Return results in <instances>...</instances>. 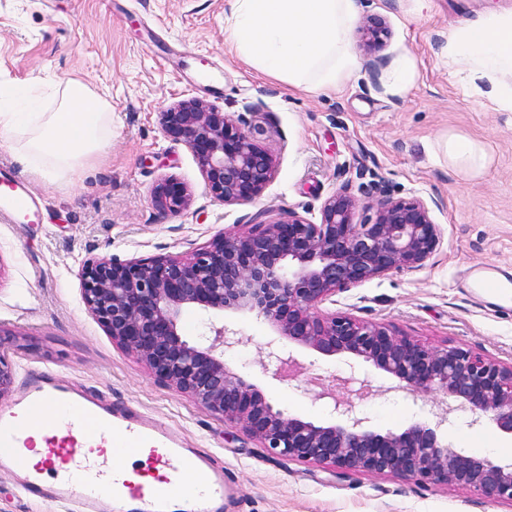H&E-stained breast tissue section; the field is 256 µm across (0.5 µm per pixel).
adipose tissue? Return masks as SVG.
<instances>
[{"label":"adipose tissue","instance_id":"obj_1","mask_svg":"<svg viewBox=\"0 0 512 512\" xmlns=\"http://www.w3.org/2000/svg\"><path fill=\"white\" fill-rule=\"evenodd\" d=\"M448 64L468 71L470 80H487L489 100L496 109L512 112V11L490 13L450 29ZM54 106L46 112L0 109V146L16 151L26 167L48 176L76 178L100 157L112 137L108 100L84 84H57ZM445 153L462 172H482L485 146L452 135Z\"/></svg>","mask_w":512,"mask_h":512}]
</instances>
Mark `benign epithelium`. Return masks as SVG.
Here are the masks:
<instances>
[{
    "instance_id": "benign-epithelium-1",
    "label": "benign epithelium",
    "mask_w": 512,
    "mask_h": 512,
    "mask_svg": "<svg viewBox=\"0 0 512 512\" xmlns=\"http://www.w3.org/2000/svg\"><path fill=\"white\" fill-rule=\"evenodd\" d=\"M388 35L383 17L367 18L363 50L381 51ZM158 119L193 152L209 192L223 204L250 203L273 180L275 159L256 144L243 114H226L190 97ZM375 190L372 204L362 206L340 190L323 202L318 223L290 211L245 231L224 232L185 257L88 262L81 271L83 303L112 342L135 355L157 381L258 440L271 455L331 465L339 479L389 474L450 483L512 503V460L448 447L453 411L471 414L472 425L486 419L512 437V363L457 345L431 347L385 324L322 308L353 286L421 269L437 246L439 199L406 201L382 185ZM151 200L160 214H178L190 208L193 193L163 178L152 187ZM361 208L372 215L358 221ZM189 311L203 320L195 341L182 333ZM226 312L254 314L270 326L276 339L266 345L264 369L275 380H285L293 351L308 350L368 363L407 392L443 394L452 406L431 420L380 431L353 401L336 397L332 384L314 398L329 419L290 415L227 367L241 332L224 322ZM13 387L12 366L0 353V400Z\"/></svg>"
}]
</instances>
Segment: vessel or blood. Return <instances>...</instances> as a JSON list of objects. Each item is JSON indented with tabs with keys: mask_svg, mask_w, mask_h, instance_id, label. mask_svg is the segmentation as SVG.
Returning <instances> with one entry per match:
<instances>
[{
	"mask_svg": "<svg viewBox=\"0 0 512 512\" xmlns=\"http://www.w3.org/2000/svg\"><path fill=\"white\" fill-rule=\"evenodd\" d=\"M0 215L29 223L38 221L39 208L25 186L0 179ZM44 412L52 434L46 437L40 463L26 467L23 448L34 445L29 413ZM121 430L124 448L146 453L141 480L128 479L116 469L112 433ZM0 465L24 469L25 494L79 499L83 512H176L175 494L184 471L199 472L202 497L193 498L195 512H224L231 489L222 467L206 453L183 447L170 433L144 423L134 413H113L97 400L68 391L53 372L36 374L22 400L0 411Z\"/></svg>",
	"mask_w": 512,
	"mask_h": 512,
	"instance_id": "vessel-or-blood-1",
	"label": "vessel or blood"
}]
</instances>
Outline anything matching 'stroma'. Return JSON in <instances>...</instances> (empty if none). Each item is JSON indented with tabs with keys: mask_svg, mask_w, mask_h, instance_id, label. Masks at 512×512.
I'll return each mask as SVG.
<instances>
[{
	"mask_svg": "<svg viewBox=\"0 0 512 512\" xmlns=\"http://www.w3.org/2000/svg\"><path fill=\"white\" fill-rule=\"evenodd\" d=\"M413 0H362V15L384 17V51L360 54L362 69L343 87L312 94L256 71L224 42L228 0H0V104L30 90L31 109L53 103L56 83L75 79L104 95L112 108V139L103 158L60 184L23 167L0 148V170L26 179L41 221L0 219V351L14 364L15 405L39 371L55 370L71 388L130 406L184 447L212 455L233 490L228 512H512V503L469 489L391 475L356 473L339 479L328 466L275 457L227 428L188 396L157 381L133 355L116 347L87 312L80 270L90 259L176 256L207 246L225 231L293 211L320 220L326 198L346 189L372 202V179L396 198L437 197L440 245L417 271L393 272L337 293L333 311L383 322L432 347L458 345L512 362V302H498L480 278L512 279V112L448 73L450 28L512 0H429L408 22ZM409 52L419 75L403 95L382 91L396 57ZM225 113L255 105L247 119L277 171L262 196L243 205L215 200L190 149L163 130L157 114L183 96ZM451 135L485 143L487 169L461 172L443 153ZM170 177L190 187L189 210L160 215L150 192ZM243 340L227 365L250 379L288 413L327 419L312 401L331 378L356 374L355 404L372 426L399 430L424 420L443 395L413 396L392 387L373 366L348 358L295 351L290 381L260 365L273 331L237 315ZM494 438L500 459L512 458V437L491 424L448 427L451 448L480 455ZM0 512H81L77 501L26 497L22 476L0 467Z\"/></svg>",
	"mask_w": 512,
	"mask_h": 512,
	"instance_id": "obj_1",
	"label": "stroma"
}]
</instances>
